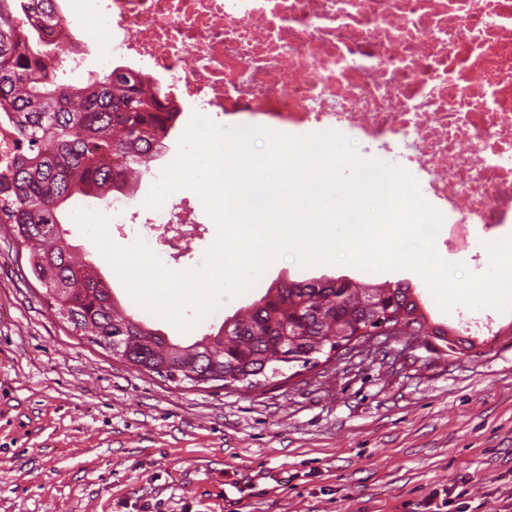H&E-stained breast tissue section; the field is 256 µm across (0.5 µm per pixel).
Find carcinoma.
<instances>
[{
	"label": "carcinoma",
	"instance_id": "cac0c4a2",
	"mask_svg": "<svg viewBox=\"0 0 512 512\" xmlns=\"http://www.w3.org/2000/svg\"><path fill=\"white\" fill-rule=\"evenodd\" d=\"M63 21L61 0H0V117L17 143L0 164V224L72 332L102 348L119 338L127 361L149 373L189 382L191 370L225 386L288 360L306 364L336 337L382 322L395 338L421 335L428 321L410 285L341 277L272 286L189 345L120 309L109 281L73 256L60 209L76 195L106 203L125 192L166 148L180 113L130 71L62 80L48 30Z\"/></svg>",
	"mask_w": 512,
	"mask_h": 512
}]
</instances>
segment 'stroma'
<instances>
[{"label":"stroma","mask_w":512,"mask_h":512,"mask_svg":"<svg viewBox=\"0 0 512 512\" xmlns=\"http://www.w3.org/2000/svg\"><path fill=\"white\" fill-rule=\"evenodd\" d=\"M70 241L121 305L195 340L281 281L406 282L456 351L390 343L367 358L284 367L249 387L139 370L60 322L0 224V512H512V311L459 330L410 270L300 266L286 257L184 333L140 308L77 224Z\"/></svg>","instance_id":"stroma-1"}]
</instances>
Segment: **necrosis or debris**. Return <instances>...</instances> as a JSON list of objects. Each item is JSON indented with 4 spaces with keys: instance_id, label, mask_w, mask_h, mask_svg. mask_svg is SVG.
Returning <instances> with one entry per match:
<instances>
[{
    "instance_id": "1",
    "label": "necrosis or debris",
    "mask_w": 512,
    "mask_h": 512,
    "mask_svg": "<svg viewBox=\"0 0 512 512\" xmlns=\"http://www.w3.org/2000/svg\"><path fill=\"white\" fill-rule=\"evenodd\" d=\"M110 48L61 35L71 80L117 67L166 84L179 111L266 129L353 133L403 167L480 254L512 225V0H98ZM109 234L169 260L186 198L108 204ZM145 219L146 230L135 227Z\"/></svg>"
}]
</instances>
